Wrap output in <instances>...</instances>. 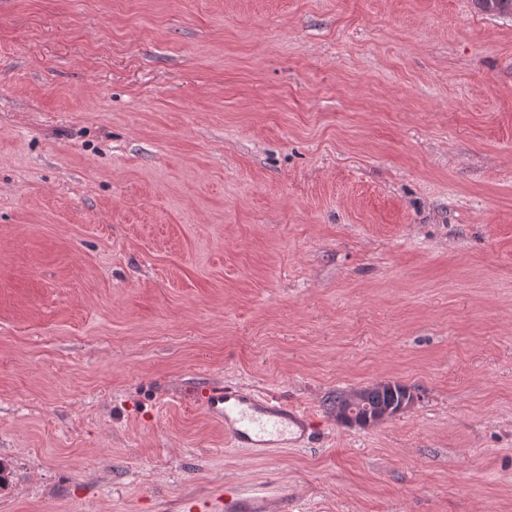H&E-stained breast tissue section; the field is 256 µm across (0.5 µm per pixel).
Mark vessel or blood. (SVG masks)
<instances>
[{"label": "vessel or blood", "mask_w": 512, "mask_h": 512, "mask_svg": "<svg viewBox=\"0 0 512 512\" xmlns=\"http://www.w3.org/2000/svg\"><path fill=\"white\" fill-rule=\"evenodd\" d=\"M206 414L223 423L237 448H276L303 431L306 419L296 408L235 386H214L196 395ZM270 497L259 489L233 485L224 490V512H267Z\"/></svg>", "instance_id": "obj_1"}]
</instances>
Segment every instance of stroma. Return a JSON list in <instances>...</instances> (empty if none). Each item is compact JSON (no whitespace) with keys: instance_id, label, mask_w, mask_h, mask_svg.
Returning a JSON list of instances; mask_svg holds the SVG:
<instances>
[{"instance_id":"stroma-1","label":"stroma","mask_w":512,"mask_h":512,"mask_svg":"<svg viewBox=\"0 0 512 512\" xmlns=\"http://www.w3.org/2000/svg\"><path fill=\"white\" fill-rule=\"evenodd\" d=\"M213 384L309 444L231 447ZM0 463V512H512V15L0 0ZM391 384H394V389L391 388ZM404 387H406V385L398 382H386L360 391L349 393L338 392L336 393V398L331 402V405L333 409H336L337 418H339L344 411L348 413L355 412L357 415L367 412H371L372 414L380 413L394 402L395 395H399L400 390ZM417 398L416 393L410 389L404 391L399 402L398 400L395 401L384 414L370 415L367 413L358 418H355V416L351 414H346L339 419L350 425L359 426L361 428H371L387 418H392L406 412L415 404ZM271 496L260 489L233 485L224 489L225 512H266Z\"/></svg>"}]
</instances>
